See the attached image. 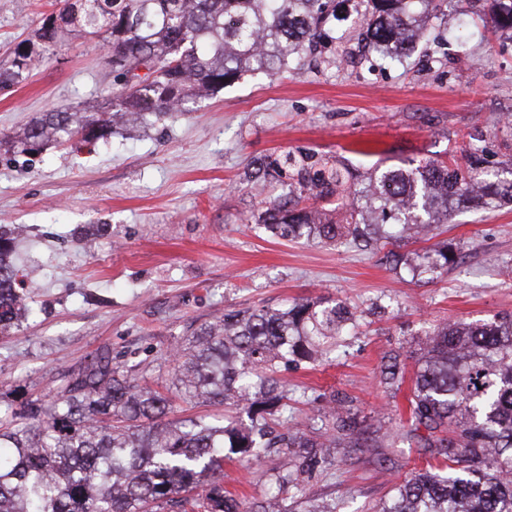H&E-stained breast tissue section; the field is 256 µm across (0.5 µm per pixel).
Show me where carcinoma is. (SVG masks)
Masks as SVG:
<instances>
[{
  "label": "carcinoma",
  "instance_id": "carcinoma-1",
  "mask_svg": "<svg viewBox=\"0 0 512 512\" xmlns=\"http://www.w3.org/2000/svg\"><path fill=\"white\" fill-rule=\"evenodd\" d=\"M496 29L512 30V0H472ZM335 0H63L33 37L0 63V88L30 73L43 52L69 36L101 39L112 51V93L70 112H41L5 143L21 153L32 144H95L115 129H138L214 94L249 71L279 72L293 56L319 52ZM447 0H368L358 15L361 40L400 60L415 48L422 18ZM146 69L143 76L137 74ZM288 176V194L269 201L259 222L278 237H306L363 249L396 245L412 234L430 241L448 206L489 208L512 202V167L491 164L468 144L462 161L428 160L388 170L357 187L350 172L327 159L286 153L254 178ZM308 195L336 196L337 217L300 206ZM18 228L0 226V335L18 325L31 273L14 262ZM456 256L447 243L414 253L413 275L435 279ZM343 303L303 299L281 309L231 310L192 333L176 354L166 391L145 390L104 350L73 374L49 405L28 400L0 412V512H283L276 500L246 502L224 489V451L257 460L270 448H312L298 470L328 462L342 447L336 433L359 444L361 431L333 406L321 415L325 442L286 428L275 434L266 414L288 406L280 367L327 353L354 326ZM406 436L444 458L395 488L375 512H512V315L487 323L449 322L427 333L418 353ZM404 363L393 356L381 383L397 389ZM227 401L249 423L203 418L168 422L174 399Z\"/></svg>",
  "mask_w": 512,
  "mask_h": 512
}]
</instances>
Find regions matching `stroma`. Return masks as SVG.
Returning a JSON list of instances; mask_svg holds the SVG:
<instances>
[{
    "label": "stroma",
    "instance_id": "35a3bbf8",
    "mask_svg": "<svg viewBox=\"0 0 512 512\" xmlns=\"http://www.w3.org/2000/svg\"><path fill=\"white\" fill-rule=\"evenodd\" d=\"M55 0H0V62L29 38ZM428 47L397 63L362 51L345 0L316 60L234 84L145 129L119 130L94 147L51 143L32 155L0 147V225L21 227L15 259L36 270L33 300L19 326L0 335L1 404L50 402L96 353L110 349L139 386L173 381L176 348L225 311L327 298L356 308L357 324L326 357L280 371L288 407L274 420L324 439L318 404L348 400L365 431L340 448L298 491H279L276 467L296 470L300 451L275 448L261 462L224 460V487L255 501L281 495L372 512L394 484L443 460L408 442L412 381L386 390V353L408 355L426 331L451 322L512 314V205L459 209L442 227L460 263L441 277L391 267L383 250L271 236L258 218L287 193L258 181L257 160L290 152L343 162L360 184L388 169L460 155L482 131L496 161L512 115V33L484 25L467 0H449L424 24ZM99 41L55 47L20 83L0 88V136L37 113L70 110L112 89ZM107 225L94 246L75 228Z\"/></svg>",
    "mask_w": 512,
    "mask_h": 512
}]
</instances>
